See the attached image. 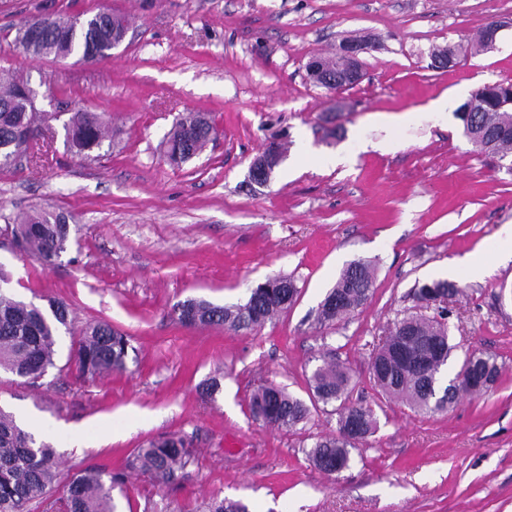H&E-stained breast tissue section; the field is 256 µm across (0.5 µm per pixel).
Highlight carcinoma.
I'll list each match as a JSON object with an SVG mask.
<instances>
[{
  "instance_id": "cac0c4a2",
  "label": "carcinoma",
  "mask_w": 512,
  "mask_h": 512,
  "mask_svg": "<svg viewBox=\"0 0 512 512\" xmlns=\"http://www.w3.org/2000/svg\"><path fill=\"white\" fill-rule=\"evenodd\" d=\"M49 24L34 27L26 20L15 32V43L33 58L87 55L110 57L112 41L122 35L124 17L98 13L76 30L71 18L47 17ZM496 21L488 22L477 39L439 46L431 55L448 53L457 59L472 52L492 50L489 39ZM30 89L24 81L0 87V170L12 169L24 153L34 149L41 135V124L48 115H39L35 103L26 96ZM509 94V85L485 84L455 112L462 122L464 135L472 146L503 161L512 158V105L501 106ZM65 144L75 156H86L101 148L108 137L106 124L89 112L71 113L64 123ZM214 127L205 116L188 112L169 132L166 155L173 164L193 158L214 136ZM22 251L35 256L43 266L52 267L70 243V225L60 214L38 210L13 227ZM374 284V270L363 259L350 262L327 293L318 310L324 325L349 318L369 299ZM448 294L458 286L447 280H433L414 288L417 299L430 298L432 289ZM299 294L293 279L276 276L252 289L244 304L219 306L206 300L191 299L174 306L178 322L185 327L222 326L230 330L262 327L285 312ZM70 309L63 302L52 301L49 311L32 303L16 300L0 291V371L26 380L32 386L56 367L57 336L68 328ZM130 340L112 325L99 321L87 327L71 345L69 358L83 377L127 369ZM455 345L449 341L446 319L408 316L394 324L393 331L371 362L370 374L379 392L407 403L423 414L447 410L459 397L480 392L498 377L492 357L473 352L465 356L456 376L476 375L475 388L456 387L455 379L441 386L443 369L452 357ZM351 374L335 356H327L308 377L311 404L331 406L338 414V435L319 436L305 453L323 472L332 475L345 469L350 450L374 434L377 420L372 407L350 402ZM309 404V405H311ZM306 402L276 386H266L255 393L251 411L255 418L281 428L292 429L308 418ZM190 463V453L182 437L176 434L151 440L137 450L131 468L151 474L159 485L169 483L176 472ZM122 472L88 468L63 477L56 449L36 439L35 434L19 425L14 415L0 408V512H29V505L49 497L62 512H117L112 491L125 482ZM207 512H248L239 501L222 499L207 506Z\"/></svg>"
}]
</instances>
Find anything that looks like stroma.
<instances>
[{"instance_id": "stroma-1", "label": "stroma", "mask_w": 512, "mask_h": 512, "mask_svg": "<svg viewBox=\"0 0 512 512\" xmlns=\"http://www.w3.org/2000/svg\"><path fill=\"white\" fill-rule=\"evenodd\" d=\"M107 9L131 29L111 59L35 60L14 43L31 16ZM496 49L434 70L433 47L467 42L489 21ZM371 39L363 78L338 93L305 77L309 59ZM23 75L36 107L56 113L40 161L0 170V229L46 209L67 216L72 243L56 265L0 243L7 294L59 299L71 324L41 386L0 376V408L56 427L64 475L126 471L123 512H202L214 499L248 512H512V167L478 152L456 109L479 86L512 83V0H0V83ZM103 116L112 138L89 157L64 146L62 115ZM193 111L216 127L198 156L171 164L165 136ZM288 159L271 184L248 167L269 142ZM489 259L474 276L464 256ZM376 267L372 295L349 320L317 312L345 266ZM295 280L287 312L255 331L185 328L189 298L245 302L271 276ZM455 282L453 359L495 357L498 381L447 411L422 415L379 395L369 363L395 320L416 315V283ZM99 321L130 337L136 357L106 377L79 376L71 340ZM333 354L376 432L330 476L308 461L314 437L338 433L332 409L296 428L253 418L271 384L306 398ZM220 375L214 400L199 384ZM176 433L192 461L159 487L127 463Z\"/></svg>"}]
</instances>
